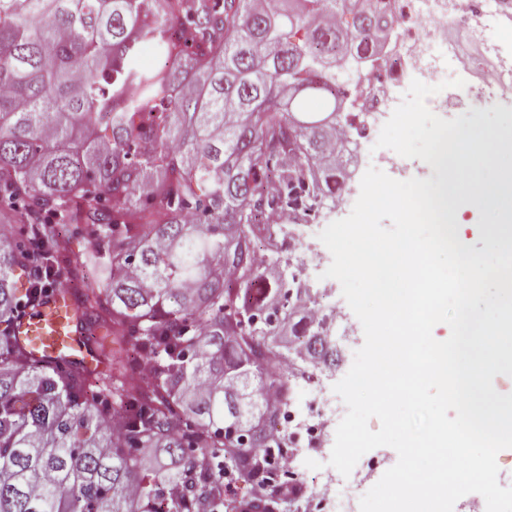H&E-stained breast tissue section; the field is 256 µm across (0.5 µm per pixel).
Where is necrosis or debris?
Instances as JSON below:
<instances>
[{"label": "necrosis or debris", "mask_w": 512, "mask_h": 512, "mask_svg": "<svg viewBox=\"0 0 512 512\" xmlns=\"http://www.w3.org/2000/svg\"><path fill=\"white\" fill-rule=\"evenodd\" d=\"M390 21L392 35L387 54L365 82L354 83L357 112L366 130L368 143H376L388 114L401 101L411 79L429 85L439 84L446 71L457 69L455 50L448 43L449 27H458L469 40L482 48L470 66L493 70L482 83L467 89L464 98L454 94L432 98L430 106L439 111L454 110L461 100H473L488 106L496 98L512 94V52L498 43L497 20L512 21V0H382ZM293 400L272 425L274 433L289 432L291 442L279 456L272 458L268 479L271 483L288 482L299 488L306 512H358L363 496L361 488L350 483L326 484L321 496H314L305 478L293 463L299 449L310 455L328 458L324 434L337 419L334 400L325 397L320 372L303 364L292 369Z\"/></svg>", "instance_id": "necrosis-or-debris-1"}]
</instances>
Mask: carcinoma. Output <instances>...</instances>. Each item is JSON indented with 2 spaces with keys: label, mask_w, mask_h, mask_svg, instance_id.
Here are the masks:
<instances>
[{
  "label": "carcinoma",
  "mask_w": 512,
  "mask_h": 512,
  "mask_svg": "<svg viewBox=\"0 0 512 512\" xmlns=\"http://www.w3.org/2000/svg\"><path fill=\"white\" fill-rule=\"evenodd\" d=\"M386 25L363 0H0V204L24 225L0 230V317L63 278L92 359L59 364L0 331V512H243L228 479L255 512L286 507L258 480L276 408L248 424L250 379L288 399L298 354L279 337L290 288L256 246L284 259L265 214L297 192L295 222L336 202L348 117L330 64L348 46L379 55ZM143 46L163 64L143 66ZM291 329L306 363L336 361L313 341L324 324Z\"/></svg>",
  "instance_id": "obj_1"
}]
</instances>
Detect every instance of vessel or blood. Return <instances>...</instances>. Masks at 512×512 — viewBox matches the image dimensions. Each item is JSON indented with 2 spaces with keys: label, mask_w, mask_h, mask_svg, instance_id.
Masks as SVG:
<instances>
[{
  "label": "vessel or blood",
  "mask_w": 512,
  "mask_h": 512,
  "mask_svg": "<svg viewBox=\"0 0 512 512\" xmlns=\"http://www.w3.org/2000/svg\"><path fill=\"white\" fill-rule=\"evenodd\" d=\"M15 332L34 350L62 361L83 359L84 345L60 293L44 298L33 310L20 315Z\"/></svg>",
  "instance_id": "obj_1"
}]
</instances>
